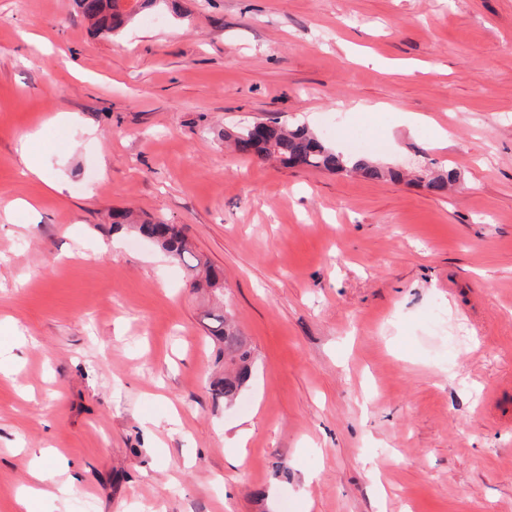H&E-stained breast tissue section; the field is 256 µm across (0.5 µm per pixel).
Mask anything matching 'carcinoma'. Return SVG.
<instances>
[{
    "mask_svg": "<svg viewBox=\"0 0 512 512\" xmlns=\"http://www.w3.org/2000/svg\"><path fill=\"white\" fill-rule=\"evenodd\" d=\"M83 18L101 33L113 35L138 15L144 8L156 10L170 8L169 0H77ZM233 139L235 148L259 158L275 157L281 164L293 167L301 164L322 172H355L371 180L398 181L399 170L384 168L368 156L349 157L336 151L320 136L303 125H290L273 121L252 124L233 132H224V139ZM457 172L450 169L433 176L420 172L418 182L436 192H443L456 181ZM112 223L131 224L142 238L154 243L172 262L183 265L193 279L205 277L209 288L219 287L217 276L208 262L194 254L182 231L171 224L143 220L128 210L112 213ZM211 320L210 334L222 344L224 377L213 381L210 390L215 401L234 402L246 387L252 373V349L246 338L223 313H207Z\"/></svg>",
    "mask_w": 512,
    "mask_h": 512,
    "instance_id": "1",
    "label": "carcinoma"
}]
</instances>
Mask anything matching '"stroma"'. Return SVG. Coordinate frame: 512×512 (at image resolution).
Here are the masks:
<instances>
[{
	"mask_svg": "<svg viewBox=\"0 0 512 512\" xmlns=\"http://www.w3.org/2000/svg\"><path fill=\"white\" fill-rule=\"evenodd\" d=\"M271 118L460 178L225 148ZM213 310L254 347L230 405ZM35 458L80 486L38 512H512V0H175L113 39L74 0H0V512ZM112 224H133L131 226L139 236L154 243L173 263L185 266L199 287L198 278L203 275L208 288H221L208 262L192 252L186 236L175 226L160 221L142 220L128 210L114 211Z\"/></svg>",
	"mask_w": 512,
	"mask_h": 512,
	"instance_id": "1",
	"label": "stroma"
}]
</instances>
